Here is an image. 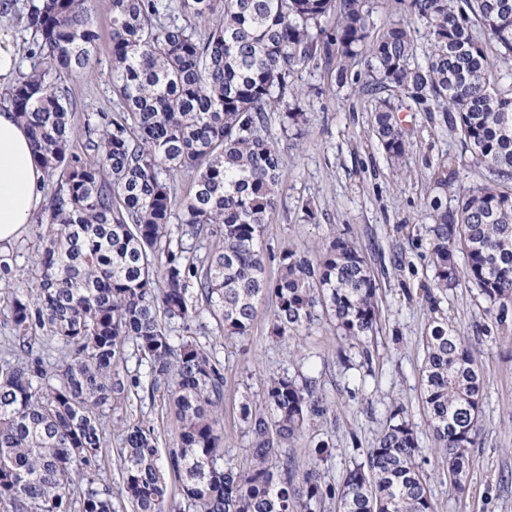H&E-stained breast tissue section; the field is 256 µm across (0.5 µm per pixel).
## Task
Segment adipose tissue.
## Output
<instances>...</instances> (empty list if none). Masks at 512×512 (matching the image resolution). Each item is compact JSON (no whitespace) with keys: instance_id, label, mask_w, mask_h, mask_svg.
Returning a JSON list of instances; mask_svg holds the SVG:
<instances>
[{"instance_id":"1","label":"adipose tissue","mask_w":512,"mask_h":512,"mask_svg":"<svg viewBox=\"0 0 512 512\" xmlns=\"http://www.w3.org/2000/svg\"><path fill=\"white\" fill-rule=\"evenodd\" d=\"M44 169L17 112L0 106V245L19 238L43 201Z\"/></svg>"}]
</instances>
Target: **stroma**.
Wrapping results in <instances>:
<instances>
[{"label":"stroma","instance_id":"35a3bbf8","mask_svg":"<svg viewBox=\"0 0 512 512\" xmlns=\"http://www.w3.org/2000/svg\"><path fill=\"white\" fill-rule=\"evenodd\" d=\"M92 18L100 34L92 72L74 79L72 115L76 130L97 123L99 114L120 108L109 74L112 13L110 0H93ZM304 113L301 133H283L278 119L269 131L278 144L281 184L272 224L258 247L269 273H277L283 250H304L332 234L348 233L363 251L379 285L380 321L368 347L347 341L332 322L321 319L300 340L271 334L275 301L263 298L251 331L231 338L196 302V313L176 324L172 334L197 342L224 366V453L249 465V439L239 405L258 398L272 375L307 379L326 408L308 421L287 451L298 471L310 465L311 439H331L334 449L320 465L324 481L341 484L347 471L364 462L391 413L403 408L422 450L421 466L435 512H512V326L500 327L484 313L477 288L432 289L427 199L430 177L441 158L461 154L460 142L440 112L416 110L411 100L394 106L411 141L407 172L396 171L369 133L375 99L351 86L331 84L323 70L299 72ZM316 218L305 221L303 202ZM47 231L37 211L22 237L0 248V289L31 288L34 253ZM460 329L476 350L484 376L477 442L466 495L449 482L444 460L431 449V424L421 400L422 339L434 318ZM122 373L140 385L122 409L111 412L105 430L102 466L110 478L120 474L123 420H141L160 434L161 448L175 445V419L161 393L151 392L147 363L129 355Z\"/></svg>","mask_w":512,"mask_h":512}]
</instances>
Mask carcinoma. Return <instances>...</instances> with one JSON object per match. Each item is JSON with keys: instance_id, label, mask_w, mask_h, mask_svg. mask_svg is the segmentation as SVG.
Returning <instances> with one entry per match:
<instances>
[{"instance_id": "carcinoma-1", "label": "carcinoma", "mask_w": 512, "mask_h": 512, "mask_svg": "<svg viewBox=\"0 0 512 512\" xmlns=\"http://www.w3.org/2000/svg\"><path fill=\"white\" fill-rule=\"evenodd\" d=\"M404 17L382 29L370 0H111L110 75L122 109L87 126L72 148L77 108L69 82L93 69L99 33L91 0H30V69L11 88L43 168L56 177L35 259L36 287L9 288L11 352L0 365V505L6 512H116L101 469L109 412L136 378L119 366L132 351L165 386L176 447L161 452L155 428L125 421L119 492L132 512H169V479L183 512H434L417 463V437L395 410L366 462L337 489L322 483L330 443L309 449L297 472L282 449L325 411L304 380L270 376L261 403L245 402L252 465L224 457L220 431L224 366L204 347L176 341L170 326L195 311L197 286L224 335H247L257 303L275 299L271 334L299 337L323 313L341 335L367 342L380 319L378 286L353 239L340 234L312 251H284L270 275L257 242L272 222L280 158L268 133L303 124L285 106L293 77L324 69L345 85L365 60L378 95L372 135L393 166L410 142L391 98L449 113L463 153L434 169L429 263L433 285L474 284L485 313L504 326L512 307V0H401ZM427 29L426 66L414 62L416 25ZM482 167L489 181L462 188L458 169ZM191 171L177 199L170 176ZM217 240L197 264L174 240ZM61 345L51 363L33 354L36 335ZM421 399L448 480L467 490L484 377L468 338L441 320L423 337Z\"/></svg>"}]
</instances>
